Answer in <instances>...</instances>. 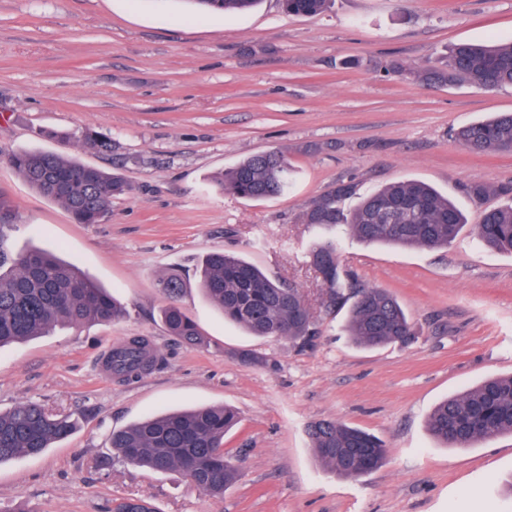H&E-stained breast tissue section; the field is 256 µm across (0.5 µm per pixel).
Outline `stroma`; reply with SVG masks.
<instances>
[{
    "label": "stroma",
    "mask_w": 512,
    "mask_h": 512,
    "mask_svg": "<svg viewBox=\"0 0 512 512\" xmlns=\"http://www.w3.org/2000/svg\"><path fill=\"white\" fill-rule=\"evenodd\" d=\"M512 39V0H332L311 16L262 0L244 14L190 18L180 0H0V194L16 209L14 249L37 246L120 300L124 318L58 327L0 348V411L34 401L77 430L40 456L0 464V512H111L128 498L157 512H512V435L448 448L427 429L434 407L491 376L512 374V255L483 246L480 212L512 202V153L477 155L458 128L512 112V88L420 80L460 41ZM406 75L390 73L391 64ZM95 131L102 143L84 142ZM278 148L287 194L247 201L211 177ZM43 149L123 174L133 191L97 224H78L15 173L12 153ZM415 179L467 213L448 248L345 239L342 265L393 293L418 335L406 346L354 345L345 311L325 313L301 222L329 187L357 195ZM484 184V198L469 187ZM245 256L301 288L317 334L255 338L225 322L197 287L195 260ZM176 271L179 300L208 339L169 334L157 286ZM131 336L161 358L137 379L104 358ZM228 404L224 439L240 469L223 498L180 473L116 461L112 430L161 410ZM337 420L380 438L376 470L341 477L308 435Z\"/></svg>",
    "instance_id": "1"
}]
</instances>
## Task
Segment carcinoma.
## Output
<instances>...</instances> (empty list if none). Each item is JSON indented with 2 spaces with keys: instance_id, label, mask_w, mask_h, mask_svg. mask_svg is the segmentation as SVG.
<instances>
[{
  "instance_id": "carcinoma-1",
  "label": "carcinoma",
  "mask_w": 512,
  "mask_h": 512,
  "mask_svg": "<svg viewBox=\"0 0 512 512\" xmlns=\"http://www.w3.org/2000/svg\"><path fill=\"white\" fill-rule=\"evenodd\" d=\"M201 13H234L252 9L258 0H185ZM329 0H283L293 15L325 11ZM439 83H465L493 91L512 87V41L494 46L471 42L454 45L443 67L424 74ZM458 139L471 152L512 151V112L462 127ZM9 164L41 196L61 203L80 224H96L111 213L112 199L128 194L129 183L62 154L21 150ZM291 165L285 152L255 154L221 173L216 182L238 197L261 201L288 192ZM351 183L331 187L313 200L302 221L327 230L309 250L311 265L327 288L321 299L328 311L348 308V336L364 348L408 345L416 331L397 298L380 288L365 287L339 263L340 241L351 235L369 245L439 249L448 246L467 224L463 212L432 186L409 179L389 184L361 198ZM14 208L0 195V347L42 336L60 326L88 321L111 322L123 307L95 281L54 253L31 248L14 251L4 229ZM474 229L479 241L512 254V203L485 210ZM198 288L224 320L257 338L288 337L304 341L315 335L314 323L300 288L264 274L252 262L215 251L198 261ZM157 286L173 300L162 312L172 335L203 345L196 324L175 303L183 292L181 277L168 272ZM107 368L128 379L158 365L149 342L131 336L112 348ZM239 423L235 408L201 406L146 417L112 431L111 447L132 466L156 472L177 471L212 498L239 477L224 455V436ZM77 422L71 416L35 402L0 412V464L20 456H37L68 437ZM431 435L450 448H470L504 434L512 435V375L483 380L475 388L441 402L428 420ZM318 460L343 477H359L377 469L386 449L375 435L335 420H321L309 429ZM112 512H157L147 501H125Z\"/></svg>"
}]
</instances>
